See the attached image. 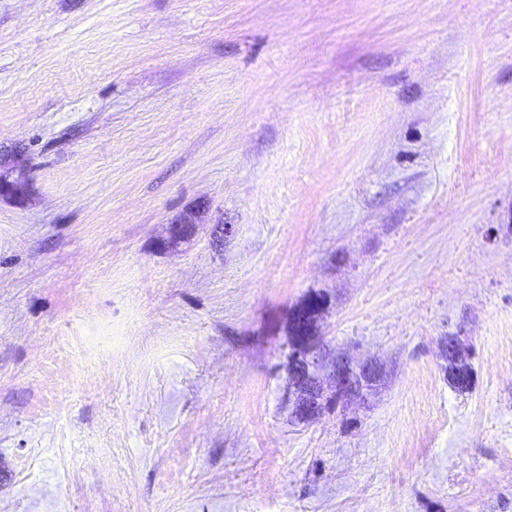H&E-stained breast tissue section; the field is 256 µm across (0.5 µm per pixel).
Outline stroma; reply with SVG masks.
<instances>
[{
    "label": "stroma",
    "instance_id": "obj_1",
    "mask_svg": "<svg viewBox=\"0 0 512 512\" xmlns=\"http://www.w3.org/2000/svg\"><path fill=\"white\" fill-rule=\"evenodd\" d=\"M0 164V499L512 512V0H0ZM28 199L27 179L11 178L10 172H0V200L24 203ZM313 321L314 319L308 317H302L300 321L295 319L292 328V336L294 334L306 336L304 339H307L294 352L291 358V370L299 390V406L302 410L309 412L317 411L324 399V387L318 375L314 373L318 360L315 356V344L311 336ZM298 322H300L299 327L297 326ZM310 368L313 371H310ZM445 357L448 361L447 374L451 384L459 391L469 390L472 385V373L459 353L455 338H448L445 343ZM465 376L464 380L462 377ZM329 374L332 397L337 400L361 398L373 386L377 369L373 365L354 366L349 360L339 358Z\"/></svg>",
    "mask_w": 512,
    "mask_h": 512
}]
</instances>
